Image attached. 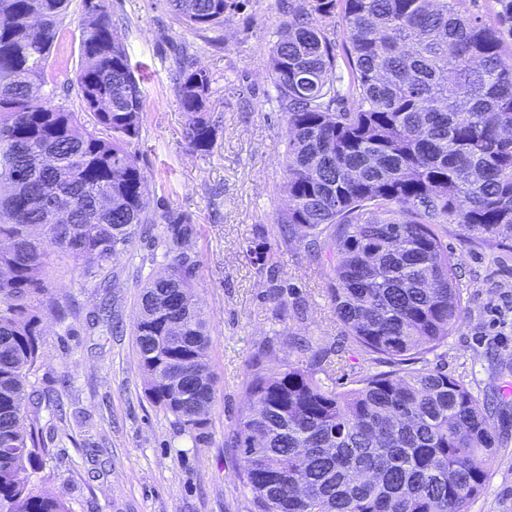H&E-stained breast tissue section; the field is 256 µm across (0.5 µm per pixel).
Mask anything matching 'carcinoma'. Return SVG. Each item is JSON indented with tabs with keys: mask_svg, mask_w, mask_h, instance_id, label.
<instances>
[{
	"mask_svg": "<svg viewBox=\"0 0 512 512\" xmlns=\"http://www.w3.org/2000/svg\"><path fill=\"white\" fill-rule=\"evenodd\" d=\"M69 0H0V512H69L39 489L27 375L50 314L81 316L44 278L53 257L104 270L151 223L131 146L144 120L108 10L82 9L68 78L81 111L52 104L48 70ZM188 27L224 25L233 0H165ZM461 0H290L268 71L287 127L281 242L329 265L344 348L393 369L337 391L310 341L306 365L248 375L232 436L260 512H468L497 448L489 407L440 369L400 364L436 348L462 311L457 261L439 229L512 244V0L494 21ZM341 5L348 80L329 37ZM212 78L183 66L173 90L207 152ZM164 272L134 324L149 398L203 439L215 398L207 315L193 291L192 228L169 221Z\"/></svg>",
	"mask_w": 512,
	"mask_h": 512,
	"instance_id": "1",
	"label": "carcinoma"
}]
</instances>
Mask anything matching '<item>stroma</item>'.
<instances>
[{
	"mask_svg": "<svg viewBox=\"0 0 512 512\" xmlns=\"http://www.w3.org/2000/svg\"><path fill=\"white\" fill-rule=\"evenodd\" d=\"M132 64L145 68L144 122L134 149L147 178L152 236L135 241L107 273L47 270L52 293L80 306L81 318L45 317L40 361L27 379L46 452L36 461L44 489L71 512H258L239 479L231 436L247 409L243 384L253 362H303L293 341L334 350L337 389L351 388L378 365L357 350L337 351L341 326L329 298V269L304 246H284L274 219L287 205L286 123L268 75L269 49L281 18L277 0H242L223 26L198 32L162 0H106ZM81 0H71L51 60L55 105L79 111L64 84L78 64ZM207 70L216 138L194 152L188 118L173 92L178 64ZM178 217L192 229L191 280L211 320L207 355L216 377L209 435L195 442L145 393L133 323L142 285L169 261L167 227ZM459 263L463 312L445 342L425 357L493 403L498 448L469 512H512V248L466 241L457 226L442 233ZM271 247V261L255 252ZM109 289H100L102 278ZM288 286L284 312L272 288ZM108 302L112 323L89 326L87 311Z\"/></svg>",
	"mask_w": 512,
	"mask_h": 512,
	"instance_id": "obj_1",
	"label": "stroma"
}]
</instances>
